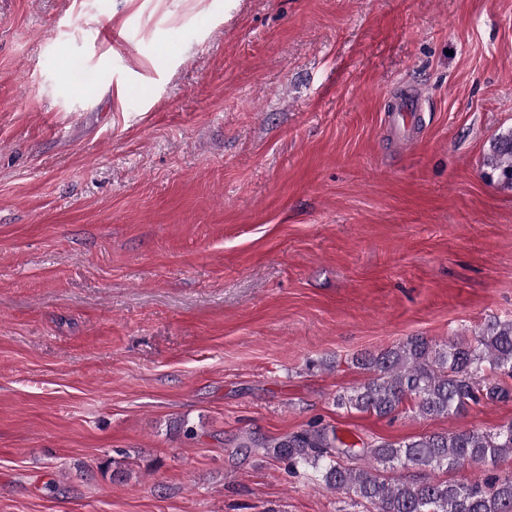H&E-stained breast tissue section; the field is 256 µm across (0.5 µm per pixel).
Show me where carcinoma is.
<instances>
[{"mask_svg":"<svg viewBox=\"0 0 512 512\" xmlns=\"http://www.w3.org/2000/svg\"><path fill=\"white\" fill-rule=\"evenodd\" d=\"M490 176L512 186V131L499 136L486 159ZM372 373L341 404L386 418L408 401L420 416L462 415L471 406L509 397L512 379V321L494 320L471 340L442 347L412 336L377 354L356 359ZM240 448L288 461L336 491L353 493L369 512H512V476L491 475L481 482L449 483L435 477L458 466H496L512 456V421L492 430L462 429L415 436L403 442L380 441L362 449L385 469L418 468L428 472L417 484L384 478L377 468L351 467L354 445L317 423L282 439H242Z\"/></svg>","mask_w":512,"mask_h":512,"instance_id":"cac0c4a2","label":"carcinoma"}]
</instances>
